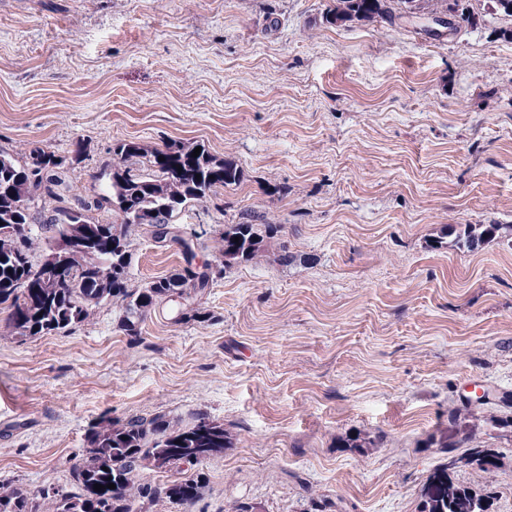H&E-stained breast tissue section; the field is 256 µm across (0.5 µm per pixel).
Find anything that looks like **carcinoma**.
<instances>
[{"label":"carcinoma","mask_w":512,"mask_h":512,"mask_svg":"<svg viewBox=\"0 0 512 512\" xmlns=\"http://www.w3.org/2000/svg\"><path fill=\"white\" fill-rule=\"evenodd\" d=\"M473 0H335L323 14L331 26L350 23L394 22L425 9L455 15L457 34L478 26ZM196 143L173 141L148 149L135 141L112 148L119 163L104 168L106 178L90 201H70L58 192V170L64 159L35 146L18 159L0 151V311L6 313L0 338L15 339L69 332L82 325L93 309L113 306L120 311V327L128 336L140 335V324L152 312L178 297L185 301L177 321L209 320L202 299L224 269L259 260L264 242L275 238L281 225L225 224L219 232L218 264L194 263L204 248L200 237L184 238L173 218L224 187L241 182L242 171ZM56 201L51 213L37 221L32 205L41 195ZM107 208L118 222H94L89 212ZM43 234V260L34 263L31 224ZM166 228L165 239L179 246L184 265L169 276L141 288L129 283L131 240L136 231ZM499 230L497 224H467L459 243L470 250ZM239 241H234V238ZM87 448L72 464L75 486L68 491L27 490L0 484V512H156L167 505L189 512L208 487L204 461L233 446L224 425L203 413L171 422L163 415L126 421H102L90 427ZM427 447L443 456L420 490L417 512H491L493 493L456 481L453 473L468 468L485 479L502 466L501 454L475 442L473 431L461 427L450 435L431 434ZM189 462L186 469L169 470L156 482L141 473L155 462ZM115 484L109 489L107 485ZM101 484L99 491L94 485Z\"/></svg>","instance_id":"cac0c4a2"}]
</instances>
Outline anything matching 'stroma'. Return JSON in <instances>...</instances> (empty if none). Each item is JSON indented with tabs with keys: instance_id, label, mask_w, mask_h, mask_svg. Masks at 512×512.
<instances>
[{
	"instance_id": "obj_1",
	"label": "stroma",
	"mask_w": 512,
	"mask_h": 512,
	"mask_svg": "<svg viewBox=\"0 0 512 512\" xmlns=\"http://www.w3.org/2000/svg\"><path fill=\"white\" fill-rule=\"evenodd\" d=\"M332 0H0V149L63 157L91 198L114 143L204 144L244 179L176 225L204 235L248 215L281 224L258 262L226 269L211 318L167 304L124 333L117 309L67 333L0 339V482L71 488L105 418L203 412L235 445L203 464L192 512H416L442 460L428 436L466 398L512 397V20L439 38L402 20L329 27ZM86 151L74 158L76 142ZM497 224L471 252L455 238ZM294 262H278L281 248ZM184 264L132 243L141 287ZM493 512H512V435ZM359 432L382 442L339 447Z\"/></svg>"
}]
</instances>
